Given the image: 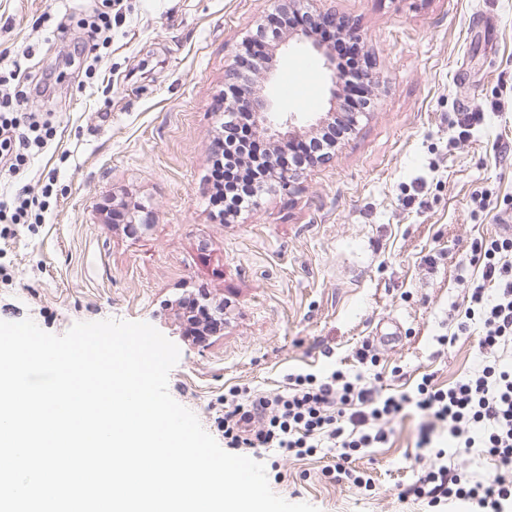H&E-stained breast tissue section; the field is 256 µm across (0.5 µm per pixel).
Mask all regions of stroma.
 <instances>
[{
	"mask_svg": "<svg viewBox=\"0 0 512 512\" xmlns=\"http://www.w3.org/2000/svg\"><path fill=\"white\" fill-rule=\"evenodd\" d=\"M97 4L0 0V70L47 80L27 109L51 113L57 130L17 179L35 196L51 188L44 223H0V320L56 335L104 319L153 325L180 349L170 394L219 442L225 390L270 393L293 369H356L366 340L396 390L477 367L476 337L438 339L477 275L472 240L496 236L512 214V153L499 150L512 144V0H299L355 29L374 103L332 156L232 224L207 208L206 172L225 73L271 20L269 0H118L112 41L93 62L83 29L52 30L91 19ZM273 64L264 91L308 138L309 120L329 109L322 62L292 45ZM461 112L483 115L464 141L453 127ZM483 194L484 209L474 202ZM134 206L150 218L137 230L106 216ZM203 293L223 304L224 327L198 343L181 303ZM379 330L398 337L376 340ZM417 422L406 416L357 456L374 494L330 482L319 455L258 460L280 473L277 495L319 512H425L400 497L414 479Z\"/></svg>",
	"mask_w": 512,
	"mask_h": 512,
	"instance_id": "stroma-1",
	"label": "stroma"
}]
</instances>
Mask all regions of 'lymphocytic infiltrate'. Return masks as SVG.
<instances>
[{
    "instance_id": "1",
    "label": "lymphocytic infiltrate",
    "mask_w": 512,
    "mask_h": 512,
    "mask_svg": "<svg viewBox=\"0 0 512 512\" xmlns=\"http://www.w3.org/2000/svg\"><path fill=\"white\" fill-rule=\"evenodd\" d=\"M298 27L315 30L331 47L343 79L342 104L320 133L274 153L259 141L251 122L226 120L214 138L208 170L211 211L221 222L236 221L268 189L269 159L284 168L315 165L373 105L359 41L339 28L314 24L307 13L293 9L277 23L258 25L249 42L261 47ZM26 104L23 98L0 96V170L13 177L52 141L51 119H35ZM469 263L480 276L468 289L464 316L452 334H466L479 322L478 350L490 356L482 370L445 387L426 374L413 390L387 393L364 374L340 369L322 376L288 373L284 390L272 394L232 387L224 395L225 449L271 448L297 459L323 449L335 456L323 469L330 482L369 490L372 479L355 466L354 453L385 443L390 424L411 412L419 419L410 454L417 474L407 495L430 505L463 500L470 512H512V364L493 357L512 345V236L473 240ZM459 448L478 449L495 461V475L474 481L449 468L448 458Z\"/></svg>"
}]
</instances>
